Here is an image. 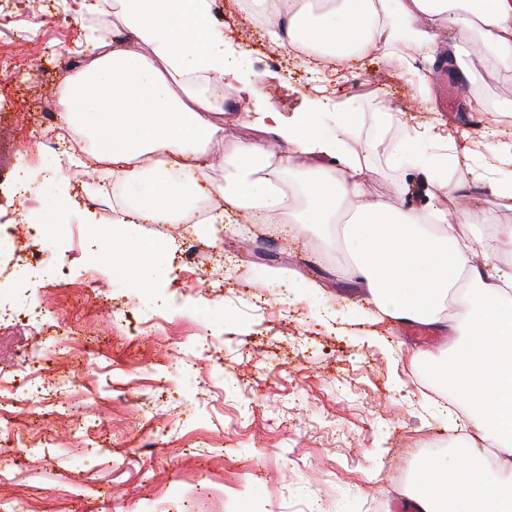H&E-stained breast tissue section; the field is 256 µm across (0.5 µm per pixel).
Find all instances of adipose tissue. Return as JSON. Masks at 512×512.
<instances>
[{
	"label": "adipose tissue",
	"mask_w": 512,
	"mask_h": 512,
	"mask_svg": "<svg viewBox=\"0 0 512 512\" xmlns=\"http://www.w3.org/2000/svg\"><path fill=\"white\" fill-rule=\"evenodd\" d=\"M123 25L112 50L67 80L61 119L72 134L93 131L94 159L114 178L137 189L129 221L178 223L187 207L184 190L209 181L198 154L217 133L210 118L218 102L207 93L226 77L223 41L214 35L208 0H116ZM276 44L294 43L313 65L332 61L344 69L389 49L396 20L412 30L410 47L432 62L447 60L463 84L475 75L467 60L478 57L512 70V0H253ZM452 20L454 42L442 47L439 23ZM150 46V55L130 42ZM256 124L308 158L301 182L305 208L294 224L302 230L327 224L343 201L358 205L342 246L354 259L350 269L369 303L389 320L433 326L457 337L449 355L413 350L410 362L427 366L438 388L463 410L467 447L441 452L418 465L412 490L418 512H512V263L493 252H512V226L499 228L494 249L476 248L465 233L466 212L449 223L440 209L400 211L382 201L363 200L364 172L343 148L345 126L322 134L318 117L300 112L289 120L260 112ZM481 154L479 180L493 183L498 206L512 209V138L464 146ZM239 177L217 195L232 208L263 219L286 213L282 176L294 155L243 143L234 151ZM456 295L462 317L440 315Z\"/></svg>",
	"instance_id": "adipose-tissue-1"
}]
</instances>
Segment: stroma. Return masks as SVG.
<instances>
[{
  "label": "stroma",
  "mask_w": 512,
  "mask_h": 512,
  "mask_svg": "<svg viewBox=\"0 0 512 512\" xmlns=\"http://www.w3.org/2000/svg\"><path fill=\"white\" fill-rule=\"evenodd\" d=\"M112 0H0V51L14 61L0 81V233L27 249L42 227L49 269L0 257V303L42 308L0 323V365L33 376L39 393L19 401L0 386V503L27 512H382L411 496V475L430 452L465 435L436 405L428 368L404 351L447 348L430 327L379 322L348 265L341 224L300 237L225 206L211 186L197 199L220 224H133L135 193L91 152L59 157L68 139L58 116L67 78L98 57L112 33ZM224 56L252 86L249 103L226 98L220 131L202 160L213 184L234 178L239 142L270 137L243 107L291 116L320 113L331 133L341 113L355 126L343 148L367 171L365 196L394 206L468 214L467 234L487 244L512 225L488 183L444 194L420 180L414 161L444 150L473 119L512 131V117L476 113L456 99L429 111L415 94L437 67L408 51H381L348 71L274 64L276 46L254 36L230 0H209ZM431 138H422L423 130ZM27 171L38 193L24 208L12 179ZM64 197L65 214L47 209ZM111 196L112 206L91 199ZM125 230L121 253L112 235ZM201 253L186 259V244Z\"/></svg>",
  "instance_id": "stroma-1"
}]
</instances>
